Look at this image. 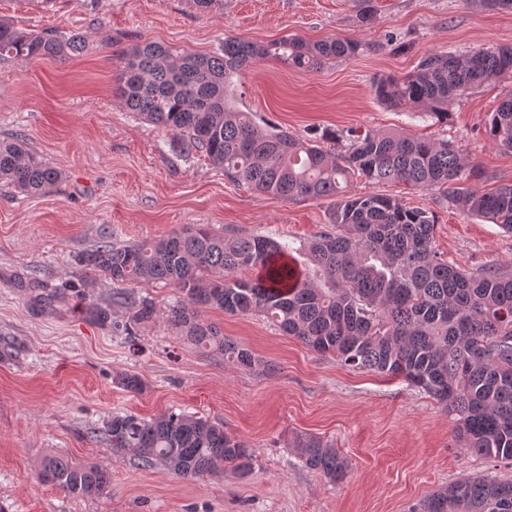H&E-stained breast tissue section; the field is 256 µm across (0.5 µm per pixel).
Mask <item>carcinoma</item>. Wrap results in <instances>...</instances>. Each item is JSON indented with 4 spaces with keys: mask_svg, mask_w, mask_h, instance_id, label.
Masks as SVG:
<instances>
[{
    "mask_svg": "<svg viewBox=\"0 0 512 512\" xmlns=\"http://www.w3.org/2000/svg\"><path fill=\"white\" fill-rule=\"evenodd\" d=\"M84 37L26 31L0 18V59L64 61L84 48ZM348 38L309 43L299 36L258 44L226 38L212 54L149 42L123 53L116 94L126 108L172 136L183 157L203 152L235 181L280 198L332 199V233L311 241L312 272L296 274L282 262L287 247L264 235H217L205 226L151 241H104L82 255L80 276L101 274L117 285L164 283L178 290L167 317L202 349L224 354V364L264 366L251 351L205 322L198 308L232 315L261 314L286 336L353 370L401 378L434 397L455 422L457 441L481 455L512 460V275L489 266L455 267L434 242L435 217L378 194L352 197L347 183L404 182L442 189L467 216L512 233V184L485 193L460 187L475 171L460 147L446 140L389 131L349 134L343 152L277 127H261L253 113L233 108L229 87L242 69L264 60L313 72L329 60L355 56ZM512 76V47H477L465 53L434 52L403 77L373 82L375 97L395 109H420L446 121L451 106L470 91ZM496 147L512 151V93L486 123ZM60 173L29 152L23 141H0V183L39 195ZM127 334L157 313L148 296L125 297ZM113 453L143 467L162 465L180 478L217 475L224 465L246 476L248 446L221 423L186 413L145 420L115 413L104 430ZM302 462L335 484L346 464L332 445L306 436L296 445ZM45 484L73 496L109 494L107 469L60 455L42 459ZM420 512H512V481L467 476L429 495Z\"/></svg>",
    "mask_w": 512,
    "mask_h": 512,
    "instance_id": "1",
    "label": "carcinoma"
}]
</instances>
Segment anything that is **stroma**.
<instances>
[{"instance_id":"1","label":"stroma","mask_w":512,"mask_h":512,"mask_svg":"<svg viewBox=\"0 0 512 512\" xmlns=\"http://www.w3.org/2000/svg\"><path fill=\"white\" fill-rule=\"evenodd\" d=\"M374 7L363 25L357 0H222L209 13L193 0H0V17L17 28L87 41L64 63L0 60V140L22 137L62 175L41 195L0 186V512H411L466 475L512 479V462L460 447L442 405L402 380L318 355L262 316L202 310L273 369L225 367L170 322L179 293L161 285L144 288L159 312L131 338L122 331L121 288L101 275L79 276V257L102 240L160 239L199 224L269 236L303 270V244L332 229L329 199L257 193L205 153L180 156L169 135L127 111L115 77L123 51L138 43L208 54L228 36L352 39L358 54L313 72L273 60L250 66L233 79L235 107L302 139L336 132L340 148L353 131L445 139L478 167L480 190L511 184L512 151L490 144L485 122L512 81L458 99L444 123L385 107L372 83L412 73L430 52L512 46V9L466 0H375ZM348 193L430 209L445 259L469 271L512 272V234L453 210L439 190L357 176ZM95 304L109 308L107 322L90 316ZM125 373L138 374L143 390L124 389ZM115 412L146 419L185 412L223 423L250 446L254 469L187 480L138 467L101 437ZM307 435L336 448L347 465L343 482L327 483L302 463L295 441ZM57 454L108 467L110 495L81 498L42 484L38 465Z\"/></svg>"}]
</instances>
